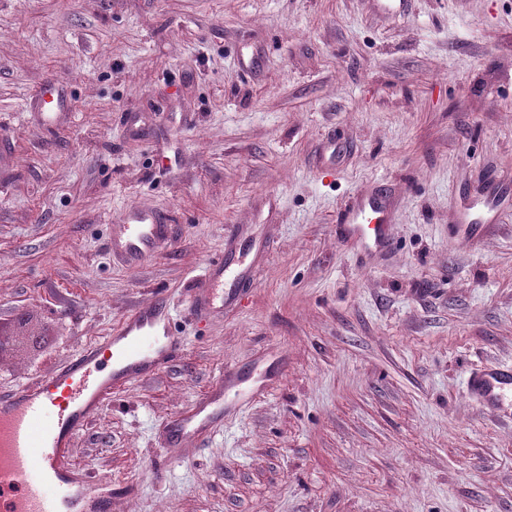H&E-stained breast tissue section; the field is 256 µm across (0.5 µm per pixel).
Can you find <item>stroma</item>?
Wrapping results in <instances>:
<instances>
[{
    "mask_svg": "<svg viewBox=\"0 0 512 512\" xmlns=\"http://www.w3.org/2000/svg\"><path fill=\"white\" fill-rule=\"evenodd\" d=\"M381 188L368 254L337 216ZM131 208L174 226L136 268ZM227 253L252 284L197 314ZM158 296L182 351L70 452L112 512H512V415L464 386L512 362V0H0V394ZM228 369L265 392L169 447Z\"/></svg>",
    "mask_w": 512,
    "mask_h": 512,
    "instance_id": "1",
    "label": "stroma"
}]
</instances>
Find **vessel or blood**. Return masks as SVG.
I'll list each match as a JSON object with an SVG mask.
<instances>
[{"label":"vessel or blood","instance_id":"1","mask_svg":"<svg viewBox=\"0 0 512 512\" xmlns=\"http://www.w3.org/2000/svg\"><path fill=\"white\" fill-rule=\"evenodd\" d=\"M346 237L383 251L392 246L391 226L377 201L346 210L339 218ZM167 238L166 225L150 213L134 212L121 225L108 248L131 268L148 260ZM238 263L211 264L193 302L208 308L234 299L225 281L241 279ZM171 312L162 298L139 304L118 330L85 346L66 364L31 385L0 396V512H112V484L73 468L69 462L74 437L98 415L115 388L157 374L177 357L183 342L174 336ZM236 372L224 374L222 385L190 415L171 417L168 445L214 430L223 412L225 387ZM467 393L484 406L512 404V365L480 364L465 379Z\"/></svg>","mask_w":512,"mask_h":512}]
</instances>
